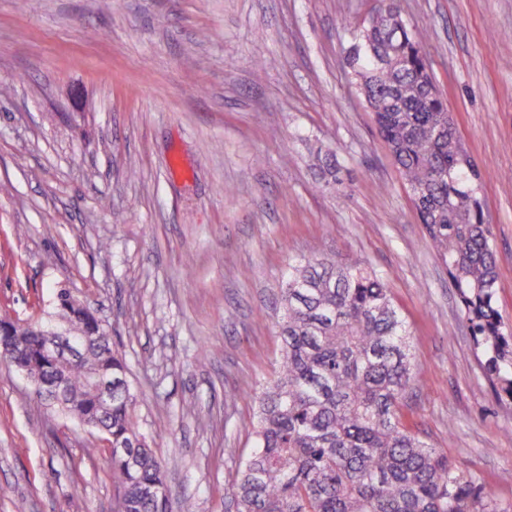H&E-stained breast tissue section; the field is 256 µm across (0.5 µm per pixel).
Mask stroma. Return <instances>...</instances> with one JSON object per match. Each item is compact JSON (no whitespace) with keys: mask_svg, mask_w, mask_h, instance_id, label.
<instances>
[{"mask_svg":"<svg viewBox=\"0 0 512 512\" xmlns=\"http://www.w3.org/2000/svg\"><path fill=\"white\" fill-rule=\"evenodd\" d=\"M374 5L0 0V304L25 320L66 287L110 326L173 512H231L288 262L334 252L411 326L415 430L512 502V405L345 64ZM399 5L481 172L512 328V0ZM117 499L99 434L0 366V512Z\"/></svg>","mask_w":512,"mask_h":512,"instance_id":"stroma-1","label":"stroma"}]
</instances>
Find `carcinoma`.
<instances>
[{"label":"carcinoma","instance_id":"obj_1","mask_svg":"<svg viewBox=\"0 0 512 512\" xmlns=\"http://www.w3.org/2000/svg\"><path fill=\"white\" fill-rule=\"evenodd\" d=\"M378 2L373 22L354 35L347 65L448 268L491 385L512 401V329L496 306L480 171L429 69L425 30L407 26L398 0ZM281 309L277 367L253 395L256 445L229 492L235 512H512L481 476L407 423L413 336L381 272L359 258H303L288 264ZM35 316L89 342L78 356L54 360L46 337L12 326L0 338V360L31 368L40 399L128 449L127 457L112 456L118 512H172L164 465L139 431L137 397L108 327L68 288L56 289L52 310ZM94 374L120 380L110 409L100 405Z\"/></svg>","mask_w":512,"mask_h":512}]
</instances>
